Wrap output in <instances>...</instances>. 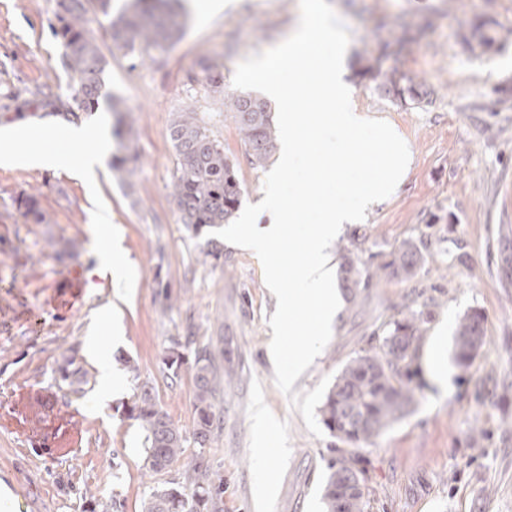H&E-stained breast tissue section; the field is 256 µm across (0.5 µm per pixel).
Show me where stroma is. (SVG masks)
I'll return each mask as SVG.
<instances>
[{
  "label": "stroma",
  "mask_w": 512,
  "mask_h": 512,
  "mask_svg": "<svg viewBox=\"0 0 512 512\" xmlns=\"http://www.w3.org/2000/svg\"><path fill=\"white\" fill-rule=\"evenodd\" d=\"M350 33L347 81L360 111L386 118L408 137L412 159L390 199L364 223L346 226L328 253L338 268L352 246L370 270L403 242L425 243L423 262L408 276L377 275L357 298L342 297L332 337L296 380L294 392L336 377L357 354L377 344L386 326L412 302L426 321L408 411L362 447L365 512H512V39L470 49L473 25L512 31V0H328ZM60 0H0V127L22 131L99 128L83 151L101 156L95 185L74 174L0 167V481L15 512H88L93 500L117 499L120 512H143L153 488L179 479L194 464V370L168 369L172 339L226 348L218 369L233 367L215 404L221 429L206 456L224 476V512H326L323 487L340 442L314 436L274 382L268 321L277 306L251 251L219 241L220 258L179 221L171 194L175 150L170 124L194 107L238 165L242 204L259 203L267 167L247 148L225 94L247 56L287 38L299 0H236L199 21L181 0V38L155 62L133 64L114 47L110 17L90 9L87 32L106 61L108 102L72 117L47 106L67 97L69 76L55 34ZM403 44H389L398 25ZM398 68L426 87L418 104L399 105L357 74L358 56ZM222 64L219 91L199 83L205 66ZM135 153L131 174L111 167L113 155ZM39 200L45 223L17 206ZM104 216L122 240V274L88 287L98 246L93 224ZM112 308V362L132 358L122 393L97 399L99 371L86 351L97 313ZM478 310L485 336L475 361L453 358L458 319ZM75 354L84 384L61 380L57 367ZM445 376L444 387L430 377ZM151 387L160 407L186 437V451L167 472L144 467L145 434L123 407ZM264 408L272 493H263L253 455L255 415Z\"/></svg>",
  "instance_id": "obj_1"
}]
</instances>
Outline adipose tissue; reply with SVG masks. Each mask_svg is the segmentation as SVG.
Wrapping results in <instances>:
<instances>
[{
	"instance_id": "ef3b65f1",
	"label": "adipose tissue",
	"mask_w": 512,
	"mask_h": 512,
	"mask_svg": "<svg viewBox=\"0 0 512 512\" xmlns=\"http://www.w3.org/2000/svg\"><path fill=\"white\" fill-rule=\"evenodd\" d=\"M86 126L72 127L65 131L62 145L46 148L42 137L25 141L12 132L0 131V166H26L49 171H76L89 180H96L100 166L98 154H75L74 145L92 138Z\"/></svg>"
}]
</instances>
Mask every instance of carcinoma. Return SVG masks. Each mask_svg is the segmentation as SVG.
<instances>
[{"label":"carcinoma","instance_id":"carcinoma-1","mask_svg":"<svg viewBox=\"0 0 512 512\" xmlns=\"http://www.w3.org/2000/svg\"><path fill=\"white\" fill-rule=\"evenodd\" d=\"M90 0H61L58 16L64 52L62 64L70 77L72 93L55 101L71 114L91 112L99 107L103 93L105 59L96 43L88 37L86 26ZM114 46L143 63L155 60L179 36L181 23L171 0H132L126 9L110 21ZM358 74L371 80L382 96L401 104L419 103L427 96L422 85L407 79L398 69L383 71L372 64L363 65ZM244 136L247 156L254 166H262L276 149L268 104L251 95H233L225 100ZM176 152L173 197L181 223L199 238L208 228L231 221L242 194L235 165L224 154V144L214 138L194 111L181 112L170 127ZM424 259L422 248L413 241L404 242L391 253V259L379 269L392 276L410 275ZM373 278L369 268L354 259L351 249H342L340 288L351 295L367 288ZM484 316L478 311L465 314L454 335V360L468 366L482 346ZM422 313L407 309L403 318L393 322L379 345L350 360L341 370L325 396L320 409L322 423L343 443L359 447L368 444L382 430L403 416L412 402L411 387L419 341L423 333ZM195 344L194 336L176 347L167 358L169 368L179 369L187 362L183 350ZM195 431L199 448L195 463L183 473V481L155 489L144 502L143 512H224V478L212 470L205 448L213 441L217 428L212 400L221 379L214 370L209 347L194 349ZM62 380L87 382V372L75 366V357H66L58 367ZM128 417L139 422L146 433L144 466L158 474L176 463L184 454L180 430L158 406L151 388L140 394L126 409ZM339 456L329 466L331 473L324 488L327 512H336V485L349 475L358 477L360 490L350 504L352 512H364L365 471L360 457L348 448L337 449Z\"/></svg>","mask_w":512,"mask_h":512}]
</instances>
